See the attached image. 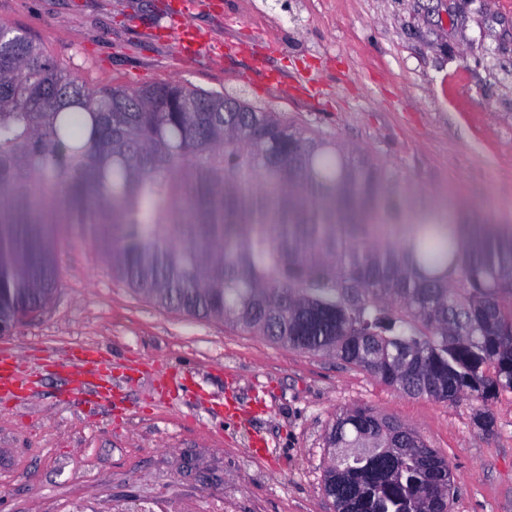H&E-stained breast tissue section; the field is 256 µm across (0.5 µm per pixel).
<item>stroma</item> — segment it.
<instances>
[{
	"label": "stroma",
	"mask_w": 512,
	"mask_h": 512,
	"mask_svg": "<svg viewBox=\"0 0 512 512\" xmlns=\"http://www.w3.org/2000/svg\"><path fill=\"white\" fill-rule=\"evenodd\" d=\"M88 86L180 81L244 97L359 149L401 198L512 228V0H0ZM59 284L0 335L25 381L0 390V512H334L325 434L368 405L451 466L450 512H512V392L400 394L365 371L135 293L92 243L56 248ZM492 433L474 424L479 411ZM272 441L258 459L253 435Z\"/></svg>",
	"instance_id": "35a3bbf8"
}]
</instances>
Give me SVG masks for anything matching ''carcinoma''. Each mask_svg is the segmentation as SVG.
<instances>
[{
	"label": "carcinoma",
	"instance_id": "carcinoma-1",
	"mask_svg": "<svg viewBox=\"0 0 512 512\" xmlns=\"http://www.w3.org/2000/svg\"><path fill=\"white\" fill-rule=\"evenodd\" d=\"M178 81L90 88L0 29V322L53 298L55 230L105 245L132 290L443 403L512 390V229L427 213L356 150ZM334 512H448V461L357 406L329 426Z\"/></svg>",
	"mask_w": 512,
	"mask_h": 512
}]
</instances>
